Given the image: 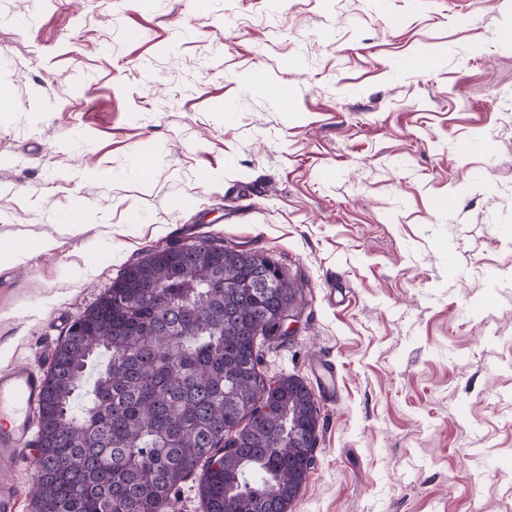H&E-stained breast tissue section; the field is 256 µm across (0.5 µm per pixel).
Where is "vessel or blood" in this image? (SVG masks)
Segmentation results:
<instances>
[{
    "mask_svg": "<svg viewBox=\"0 0 512 512\" xmlns=\"http://www.w3.org/2000/svg\"><path fill=\"white\" fill-rule=\"evenodd\" d=\"M310 372L328 401L336 399L335 366L313 355ZM46 386L42 368L19 364L0 372V512H18L21 498L15 469L26 459L34 434L33 412Z\"/></svg>",
    "mask_w": 512,
    "mask_h": 512,
    "instance_id": "vessel-or-blood-1",
    "label": "vessel or blood"
}]
</instances>
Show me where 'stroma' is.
Segmentation results:
<instances>
[{"label":"stroma","mask_w":512,"mask_h":512,"mask_svg":"<svg viewBox=\"0 0 512 512\" xmlns=\"http://www.w3.org/2000/svg\"><path fill=\"white\" fill-rule=\"evenodd\" d=\"M510 30L512 0H0V239L56 240L0 253V352L48 367L54 317L172 240L257 250L307 300L264 376L336 367L289 512H512ZM310 372L319 384L322 396L330 402L335 401V365L323 356L315 354L310 361Z\"/></svg>","instance_id":"1"}]
</instances>
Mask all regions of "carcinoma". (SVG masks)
Masks as SVG:
<instances>
[{
  "mask_svg": "<svg viewBox=\"0 0 512 512\" xmlns=\"http://www.w3.org/2000/svg\"><path fill=\"white\" fill-rule=\"evenodd\" d=\"M267 262L288 291L282 302L252 286L250 264ZM217 278L232 285L210 287ZM150 284L164 304L140 301ZM303 302L304 289L257 251L228 262L190 243L128 264L52 355L35 512H169L196 475L202 512H287L308 473L315 443L305 425L319 406L286 376L270 413L254 414L263 381L255 332L266 311ZM229 440L236 449L226 455Z\"/></svg>",
  "mask_w": 512,
  "mask_h": 512,
  "instance_id": "obj_1",
  "label": "carcinoma"
}]
</instances>
